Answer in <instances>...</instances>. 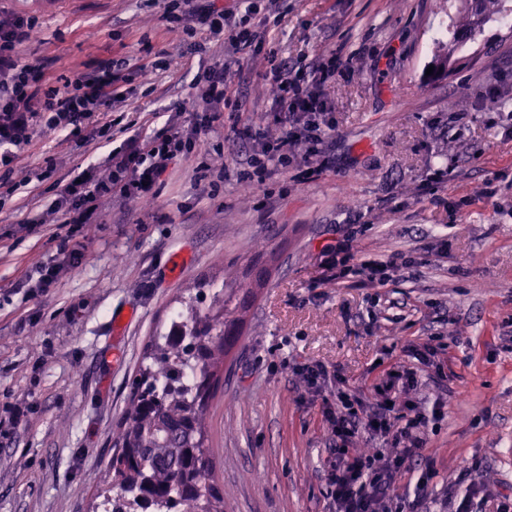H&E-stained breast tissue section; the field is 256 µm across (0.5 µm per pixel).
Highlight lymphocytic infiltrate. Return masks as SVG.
Masks as SVG:
<instances>
[{"label":"lymphocytic infiltrate","mask_w":512,"mask_h":512,"mask_svg":"<svg viewBox=\"0 0 512 512\" xmlns=\"http://www.w3.org/2000/svg\"><path fill=\"white\" fill-rule=\"evenodd\" d=\"M243 12H228L223 0H166L164 18L183 42L205 52L198 35L209 30L225 35L233 53L256 54L267 39L265 19L259 18L255 0H242ZM36 15L12 11L0 16V187L15 191L14 163L36 134L64 133L80 145L107 137L113 112H128L134 85H147L160 66L155 61L127 58L99 61L87 74L65 78L58 86L47 85L41 66L23 61L18 46L30 38ZM229 63L215 64L194 77L197 104H175L174 115L142 135L128 136L110 154V172L90 166L78 178L54 182L55 213L67 237L83 234L92 223L101 200L121 205L153 199L171 166L189 157L200 146L201 136L223 125L225 111L242 109L239 99L227 91ZM344 69L339 53L318 56L304 70L270 59L262 75L274 90L265 113L278 129L277 136L259 133L258 149L250 159L247 178L260 187L273 175L287 171L297 161L317 164L326 137L333 128L326 86ZM417 383L414 373L388 375L368 399L338 389L336 405L328 409L336 446L329 461L327 482L336 512H430L427 481L412 493L394 498L393 486L405 464L422 458L430 417L411 411L404 396ZM390 439L391 448L371 454L358 452L364 435Z\"/></svg>","instance_id":"obj_1"}]
</instances>
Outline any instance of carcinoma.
Segmentation results:
<instances>
[{
	"label": "carcinoma",
	"instance_id": "carcinoma-1",
	"mask_svg": "<svg viewBox=\"0 0 512 512\" xmlns=\"http://www.w3.org/2000/svg\"><path fill=\"white\" fill-rule=\"evenodd\" d=\"M507 0H460L450 18L448 41L437 42L432 65L446 75L455 52L491 20L512 13ZM248 288L224 286L214 295V313L180 300L189 324L151 337L146 364L133 380L126 417L115 434L106 501H153L158 512H224L209 446L207 407L216 392L224 358L241 336L252 290L266 284V270L251 269Z\"/></svg>",
	"mask_w": 512,
	"mask_h": 512
}]
</instances>
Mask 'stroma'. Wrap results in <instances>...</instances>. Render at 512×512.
<instances>
[{
	"label": "stroma",
	"mask_w": 512,
	"mask_h": 512,
	"mask_svg": "<svg viewBox=\"0 0 512 512\" xmlns=\"http://www.w3.org/2000/svg\"><path fill=\"white\" fill-rule=\"evenodd\" d=\"M267 46L289 65L342 52L327 86L336 128L323 169L253 187L243 173L251 130L272 99L263 56L241 57L228 83L238 118L177 163L157 199L103 210L89 225L87 260L53 234L51 182L0 199V512H105L95 478L113 454L131 382L150 337L167 332L179 294L207 311L225 278L266 262L270 276L247 312L208 409L210 446L226 512H334L325 470L336 445L325 410L338 386L359 398L400 366L430 409L426 461L394 489L413 490L433 467L432 508L465 492L467 460L512 496V28L492 21L468 42L466 64L432 82L426 69L448 23L446 0H279ZM164 0H63L31 8L38 24L18 48L48 82L92 72L105 58L167 54V69L132 101L143 123L195 91L189 74L230 57L223 41L186 52ZM506 105L489 107L490 89ZM36 135L17 167L74 176L111 151ZM223 166L211 187L202 163ZM401 264L385 286L336 281L332 249ZM61 272L28 287L36 266ZM126 315L114 330L115 315ZM328 375L307 392L296 366Z\"/></svg>",
	"instance_id": "obj_1"
}]
</instances>
